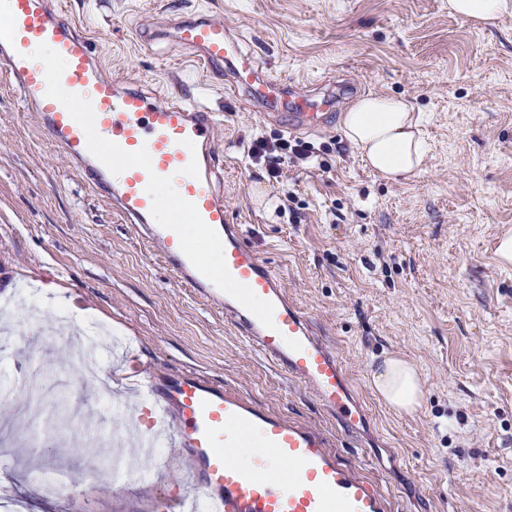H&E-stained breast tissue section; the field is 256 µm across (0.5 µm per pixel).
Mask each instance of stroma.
Returning <instances> with one entry per match:
<instances>
[{
  "mask_svg": "<svg viewBox=\"0 0 512 512\" xmlns=\"http://www.w3.org/2000/svg\"><path fill=\"white\" fill-rule=\"evenodd\" d=\"M93 37L105 72L219 114L215 162L224 204L339 351L384 444L372 464L301 384L247 349L224 317L180 286L165 262L92 195L0 75V486L25 512H158L201 495L171 428L116 482L118 443L141 405L126 363L160 380L196 373L271 412L311 423L361 463L403 512H512V14L484 31L448 0H61ZM202 13L254 50L262 71L336 89L330 126L298 132L314 164L281 182L251 164L257 136H284L223 74L174 39L143 40ZM406 99L423 119L422 170L386 180L343 138L342 117L369 95ZM295 196L299 218L276 214ZM425 379L418 409L374 393L384 357ZM77 404L58 428V393ZM67 488L54 484L58 473Z\"/></svg>",
  "mask_w": 512,
  "mask_h": 512,
  "instance_id": "1",
  "label": "stroma"
}]
</instances>
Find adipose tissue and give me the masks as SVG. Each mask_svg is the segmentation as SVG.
<instances>
[{
  "mask_svg": "<svg viewBox=\"0 0 512 512\" xmlns=\"http://www.w3.org/2000/svg\"><path fill=\"white\" fill-rule=\"evenodd\" d=\"M448 11L488 28L512 14V0H448ZM419 125V117L414 116L405 100L372 94L362 97L345 112L342 132L375 172L395 179L413 175L423 165L426 147ZM371 382L376 393L394 410L409 412L419 403L422 378L402 358H385L373 368Z\"/></svg>",
  "mask_w": 512,
  "mask_h": 512,
  "instance_id": "adipose-tissue-1",
  "label": "adipose tissue"
}]
</instances>
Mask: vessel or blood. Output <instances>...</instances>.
I'll use <instances>...</instances> for the list:
<instances>
[{
	"instance_id": "obj_1",
	"label": "vessel or blood",
	"mask_w": 512,
	"mask_h": 512,
	"mask_svg": "<svg viewBox=\"0 0 512 512\" xmlns=\"http://www.w3.org/2000/svg\"><path fill=\"white\" fill-rule=\"evenodd\" d=\"M173 36L209 69L226 70L231 88L285 129L327 124L329 113L308 87L261 72L223 21L188 17ZM0 70L81 183L153 245L179 284L223 312L248 348L309 388L343 431L369 430L370 414L339 352L226 210L213 156L215 112L179 98L159 103L106 76L91 40L64 19L56 0H0ZM165 190L178 202L169 221L158 215ZM212 253L220 266L209 262ZM138 383L152 414L170 418L178 447L207 485L201 497L173 503L174 512H394L378 481L344 462L316 426L263 410L194 373L161 387L144 372ZM249 438L260 451L243 465L232 454Z\"/></svg>"
}]
</instances>
